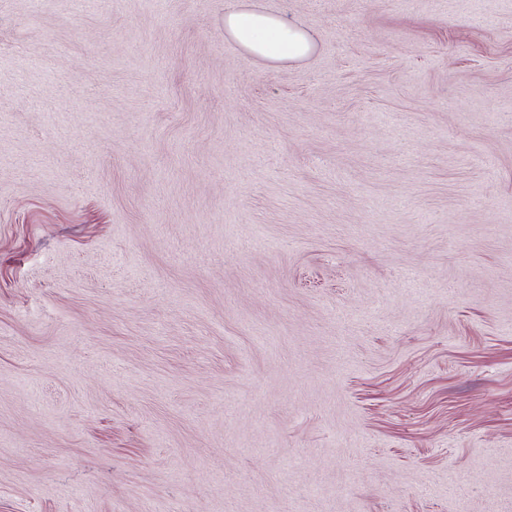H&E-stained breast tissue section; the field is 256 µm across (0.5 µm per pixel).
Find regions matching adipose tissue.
I'll list each match as a JSON object with an SVG mask.
<instances>
[{"label": "adipose tissue", "instance_id": "1", "mask_svg": "<svg viewBox=\"0 0 512 512\" xmlns=\"http://www.w3.org/2000/svg\"><path fill=\"white\" fill-rule=\"evenodd\" d=\"M224 37L269 66L302 60L315 50L312 37L297 22L247 0H225Z\"/></svg>", "mask_w": 512, "mask_h": 512}]
</instances>
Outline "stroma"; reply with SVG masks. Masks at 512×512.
<instances>
[{
	"label": "stroma",
	"instance_id": "1",
	"mask_svg": "<svg viewBox=\"0 0 512 512\" xmlns=\"http://www.w3.org/2000/svg\"><path fill=\"white\" fill-rule=\"evenodd\" d=\"M0 0V512H512V0ZM224 38L268 66L299 61L315 51L312 37L296 21L246 0L224 2Z\"/></svg>",
	"mask_w": 512,
	"mask_h": 512
}]
</instances>
